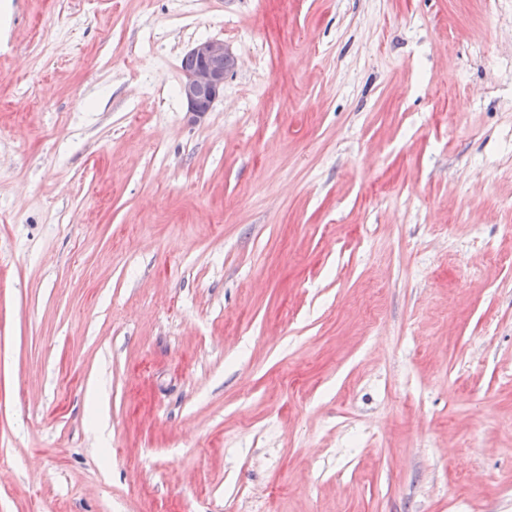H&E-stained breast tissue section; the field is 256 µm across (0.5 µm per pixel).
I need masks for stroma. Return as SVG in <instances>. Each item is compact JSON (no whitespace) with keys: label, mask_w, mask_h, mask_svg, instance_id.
I'll return each instance as SVG.
<instances>
[{"label":"stroma","mask_w":512,"mask_h":512,"mask_svg":"<svg viewBox=\"0 0 512 512\" xmlns=\"http://www.w3.org/2000/svg\"><path fill=\"white\" fill-rule=\"evenodd\" d=\"M0 512H512V0H0ZM189 66L179 86V96L194 119L210 112L224 93V79L236 67V58L223 40L198 41L185 55Z\"/></svg>","instance_id":"35a3bbf8"}]
</instances>
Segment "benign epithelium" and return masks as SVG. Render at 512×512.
<instances>
[{"label": "benign epithelium", "instance_id": "7a95c632", "mask_svg": "<svg viewBox=\"0 0 512 512\" xmlns=\"http://www.w3.org/2000/svg\"><path fill=\"white\" fill-rule=\"evenodd\" d=\"M189 66L179 86V96L187 112L202 118L224 93V79L236 67V58L224 41H198L185 55Z\"/></svg>", "mask_w": 512, "mask_h": 512}]
</instances>
